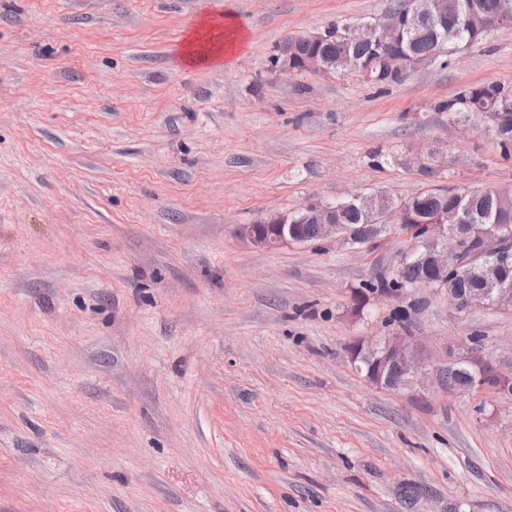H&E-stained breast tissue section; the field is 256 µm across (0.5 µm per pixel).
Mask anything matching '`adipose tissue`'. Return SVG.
Masks as SVG:
<instances>
[{
	"label": "adipose tissue",
	"instance_id": "1",
	"mask_svg": "<svg viewBox=\"0 0 512 512\" xmlns=\"http://www.w3.org/2000/svg\"><path fill=\"white\" fill-rule=\"evenodd\" d=\"M242 36V27L233 14H225L219 20L200 21L187 39L179 59L185 65L199 68L231 64L234 47Z\"/></svg>",
	"mask_w": 512,
	"mask_h": 512
}]
</instances>
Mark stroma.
Returning <instances> with one entry per match:
<instances>
[{
    "label": "stroma",
    "mask_w": 512,
    "mask_h": 512,
    "mask_svg": "<svg viewBox=\"0 0 512 512\" xmlns=\"http://www.w3.org/2000/svg\"><path fill=\"white\" fill-rule=\"evenodd\" d=\"M392 0H0V512H512V406L389 390L348 358L400 332L512 372V308L371 300L394 228L258 249L236 229L349 193L420 192L385 155L446 144L443 180L512 186L464 85L512 86V26L383 88L288 73V36ZM234 10L230 66L181 67ZM424 490L406 505L402 490Z\"/></svg>",
    "instance_id": "stroma-1"
}]
</instances>
